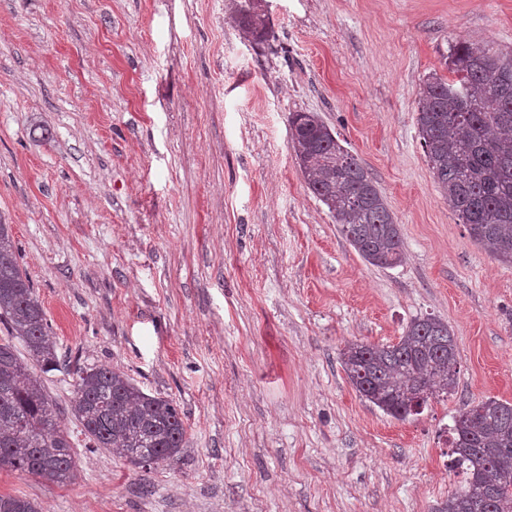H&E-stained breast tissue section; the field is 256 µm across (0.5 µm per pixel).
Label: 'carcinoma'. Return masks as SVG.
<instances>
[{
    "mask_svg": "<svg viewBox=\"0 0 512 512\" xmlns=\"http://www.w3.org/2000/svg\"><path fill=\"white\" fill-rule=\"evenodd\" d=\"M237 22L255 46L269 41L265 14L240 6ZM450 77L423 81L416 124L420 144L448 207L490 255L512 259V60L459 38L445 58ZM295 159L308 189L329 210L340 232L369 264L404 261L399 225L365 166L315 112L289 120ZM0 466L67 485L79 469L70 434L61 426L40 377L16 354L47 373L60 368L57 343L39 299L20 268L11 227L0 223ZM356 391L387 415L405 420L447 396L459 374L448 324L416 318L390 345L352 343L342 352ZM71 411L87 447L103 448L135 468L179 457L186 428L173 401L143 392L123 373L87 364L77 368ZM451 468L464 475L444 512H512V403L489 398L461 411L450 441ZM0 512H39L27 498L0 495Z\"/></svg>",
    "mask_w": 512,
    "mask_h": 512,
    "instance_id": "1",
    "label": "carcinoma"
}]
</instances>
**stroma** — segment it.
I'll return each instance as SVG.
<instances>
[{
  "mask_svg": "<svg viewBox=\"0 0 512 512\" xmlns=\"http://www.w3.org/2000/svg\"><path fill=\"white\" fill-rule=\"evenodd\" d=\"M0 0V222L68 369L44 374L80 477L0 468L39 512H439L465 406L512 403V263L443 199L416 125L451 40L512 58V0ZM314 112L372 173L404 262H365L307 189L288 119ZM448 322L455 392L398 420L345 344ZM124 371L189 443L144 471L82 446L75 368ZM238 25L251 42L259 47L269 41L271 26L264 13L259 14L251 6L241 5L236 18Z\"/></svg>",
  "mask_w": 512,
  "mask_h": 512,
  "instance_id": "35a3bbf8",
  "label": "stroma"
}]
</instances>
